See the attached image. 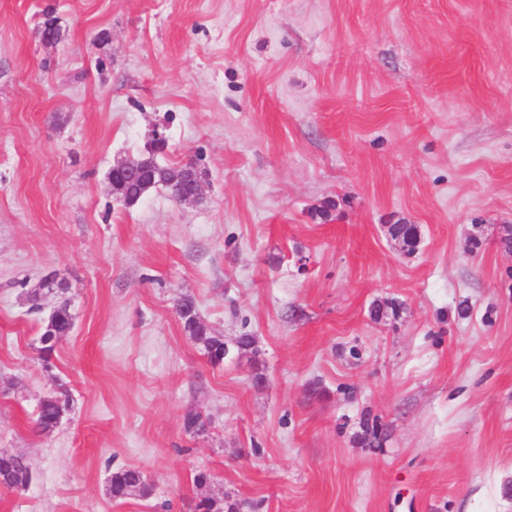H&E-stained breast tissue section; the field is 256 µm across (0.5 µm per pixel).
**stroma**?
Instances as JSON below:
<instances>
[{"label": "stroma", "instance_id": "35a3bbf8", "mask_svg": "<svg viewBox=\"0 0 512 512\" xmlns=\"http://www.w3.org/2000/svg\"><path fill=\"white\" fill-rule=\"evenodd\" d=\"M149 150L200 197L118 202ZM507 228L512 0H0V451L33 473L0 512H512ZM186 296L252 345L212 366ZM149 172L150 170L142 166L137 159L126 162H119L112 166L109 174V183L112 195L115 196V198L121 203L127 205V192L130 194L137 193V186L134 183L128 185L127 191L126 184L128 182V178L144 175L140 184L143 186V189H148L153 185L152 175H147ZM72 316L68 310L66 301L62 303L56 319L51 323H45L40 336V356L44 362H49L55 354L59 341L67 336L72 328ZM69 403V397L66 391L59 392L50 399H44L40 402L35 427L41 431H50L55 427V421L59 412V404ZM109 492L115 500L122 499L133 492L149 497L152 494V487L141 470L119 468L110 475Z\"/></svg>", "mask_w": 512, "mask_h": 512}]
</instances>
